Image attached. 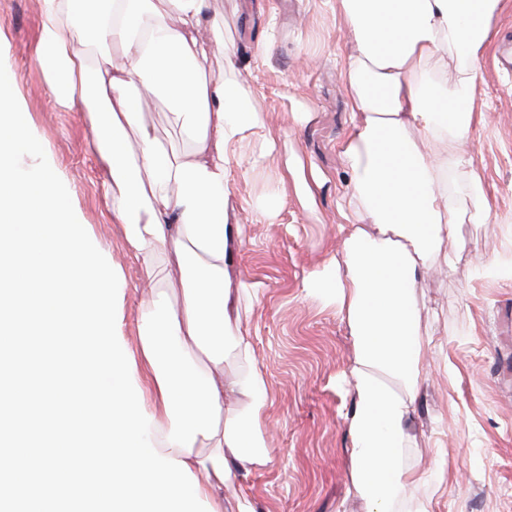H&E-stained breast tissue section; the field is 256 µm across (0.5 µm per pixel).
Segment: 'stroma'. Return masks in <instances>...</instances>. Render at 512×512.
<instances>
[{
    "label": "stroma",
    "mask_w": 512,
    "mask_h": 512,
    "mask_svg": "<svg viewBox=\"0 0 512 512\" xmlns=\"http://www.w3.org/2000/svg\"><path fill=\"white\" fill-rule=\"evenodd\" d=\"M209 18L198 38L211 40L218 28L235 45L254 106L277 140L264 166L238 171L229 209L240 230L230 283L261 290L257 301L244 303L240 326L267 383L271 460L225 484L224 512H235L244 493L255 512H367L352 489L343 425L353 406L343 384L353 338L335 306L303 288L306 277L339 258L344 237L349 27L336 0H209ZM41 19V0H0L7 74L83 223L123 274V333L135 350L152 292L106 199L86 112L57 106L33 59ZM480 68L474 107L482 121L468 151L492 221L460 224L416 289L431 344L406 459L424 480L408 495L431 497L434 512H512V74L498 71L491 51ZM142 112L163 146L190 149L166 98ZM266 206L277 210L274 223L258 219Z\"/></svg>",
    "instance_id": "obj_1"
}]
</instances>
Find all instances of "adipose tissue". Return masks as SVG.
I'll return each mask as SVG.
<instances>
[{
  "mask_svg": "<svg viewBox=\"0 0 512 512\" xmlns=\"http://www.w3.org/2000/svg\"><path fill=\"white\" fill-rule=\"evenodd\" d=\"M165 2L162 10L155 0H41L35 60L58 103L87 110L112 213L147 280L155 281L158 258L174 260L180 303L156 299L144 311L135 376L154 417V448L186 462L200 498L224 512L236 467L271 460L266 381L239 325L242 300L260 290L228 286L231 163L263 165L275 141L265 137L256 151L245 145L263 122L223 37L206 43L195 34L207 0ZM336 3L355 45L343 71L354 114L343 143L349 224L340 260L304 288L335 305L353 338L345 381L355 403L344 424L356 494L367 512H433L431 501L408 500L414 475L402 461L430 344L417 324L415 288L455 237L460 214L448 184L460 168L468 170L470 219L491 218L467 147L481 121L472 102L500 0ZM116 46L121 56L93 72L90 49ZM218 50L227 76L203 83L199 72ZM158 93L191 135L189 152L167 150L143 125L139 102ZM231 357L247 369L228 385Z\"/></svg>",
  "mask_w": 512,
  "mask_h": 512,
  "instance_id": "obj_1",
  "label": "adipose tissue"
}]
</instances>
